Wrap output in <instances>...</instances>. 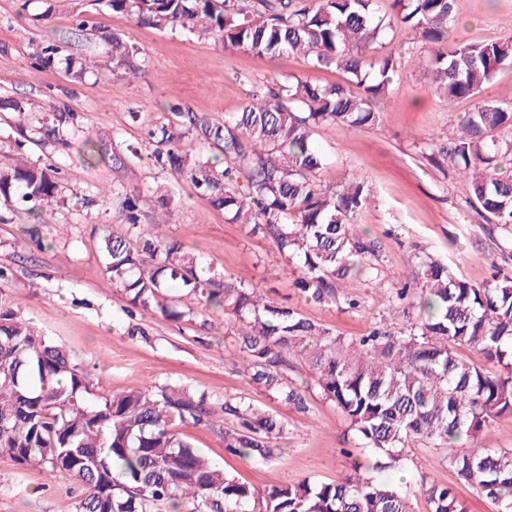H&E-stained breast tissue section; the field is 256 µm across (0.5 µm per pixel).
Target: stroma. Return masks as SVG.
Returning a JSON list of instances; mask_svg holds the SVG:
<instances>
[{
    "label": "stroma",
    "mask_w": 512,
    "mask_h": 512,
    "mask_svg": "<svg viewBox=\"0 0 512 512\" xmlns=\"http://www.w3.org/2000/svg\"><path fill=\"white\" fill-rule=\"evenodd\" d=\"M460 26L455 42H482L512 36V0H457ZM49 20H41L43 12ZM89 0H0V161L17 156L55 164L62 170L60 202L41 221L16 201L0 199V265L13 276L0 281V303L63 343L89 371L96 394L109 396L145 386H188L205 394L210 405L245 398L288 424L277 456L255 463L227 453L224 423H183L186 436L209 462L257 489L301 478L332 482L371 460L335 404L315 384L307 359L293 355L285 376L307 383V409L300 412L271 399L252 384L224 334V314L173 322L151 311L128 314V299L101 266L106 236L127 232L121 200L112 186L140 191L141 224L151 228L164 216L162 233L184 248L203 254L227 278L244 280L272 303L292 307L338 336L366 335L376 324L407 325V305L380 300L371 278L357 276L350 291L361 305L349 311L336 304L305 303L294 285L298 272L266 240L248 237L223 210L196 194L186 181L157 167L148 128L175 123L180 112L205 114L214 121L239 111L255 86H274L293 74L314 84L345 82L336 69L315 68L299 58H277L225 49L214 40H197L178 32L136 24L130 14L97 16V31L78 29L75 16L91 13ZM128 36L138 47L142 75L128 82L123 71L104 69L112 56L110 34ZM410 29L388 33L383 50L401 54V69L381 106L373 128L329 124L316 128L314 141L324 155L321 177L335 184L364 178L373 200L358 226L383 246L379 277L386 287L411 281L416 255L427 253L455 273L481 285L512 277V236L464 206L467 184L448 161H432L426 143L456 138L471 109L467 100L451 103L430 89L429 54L413 48ZM66 43L69 52L91 56L101 65L76 78L63 66L39 68L33 55L39 43ZM26 106L30 125H53L59 105L81 117L82 130L64 142L39 145L23 141L21 116L6 106ZM92 140L100 150L89 160L82 146ZM38 225L46 249L28 248L24 228ZM482 444L512 448V416L493 421L481 442L461 441L453 449L432 447L417 439L406 453L405 481L427 475L451 488L465 512H497L496 505L461 479L446 462L449 451H472ZM80 488L65 478L0 458V512H77Z\"/></svg>",
    "instance_id": "stroma-1"
}]
</instances>
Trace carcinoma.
Masks as SVG:
<instances>
[{
	"label": "carcinoma",
	"mask_w": 512,
	"mask_h": 512,
	"mask_svg": "<svg viewBox=\"0 0 512 512\" xmlns=\"http://www.w3.org/2000/svg\"><path fill=\"white\" fill-rule=\"evenodd\" d=\"M98 11L126 12L159 30L198 39L218 37L224 48L256 55L297 57L335 68L348 82L316 85L291 75L276 88H259L239 112L214 122L181 112L179 127L148 131L154 158L224 210L251 237L272 242L298 263L295 281L305 302L356 309L342 291L359 273L374 274L382 245L356 224L372 190L359 177L325 185L314 129L326 124H379L382 99L400 69L399 57L369 50L398 24L412 29L430 52L432 93L448 102L469 99L461 134L432 143L430 157L448 158L469 180L465 204L491 224L512 230V101L483 94L496 72L512 65V38L449 43L456 0H394L399 11L379 15L376 0H92ZM60 48L39 47V66L55 63ZM134 44L112 35V64L136 76ZM207 145L218 153L202 155ZM58 168L26 160L0 166V197L49 205L58 196ZM130 235L107 236L102 268L134 308L167 320L193 315L181 294L224 311L233 323L235 352L252 383L285 406L306 409L305 390L284 378L289 357L307 356L325 399L336 404L360 446L376 459L373 471L408 469L405 446L423 439L449 447L474 438L495 418L512 415V279L477 285L431 256L417 258L415 288L387 289L411 300L416 319L398 331L374 327L345 339L297 310L271 305L242 280L221 276L183 245L140 225L141 196L123 187ZM477 350L500 366L493 373L464 357ZM220 414L227 452L267 462L287 423L244 399L213 409L185 386L93 393L90 373L66 348L0 306V457L72 480L82 488L78 512H413L407 484L360 470L330 483L304 478L260 491L210 464L174 430L176 423L213 425ZM448 466L498 512H512V450L485 448L451 454ZM418 490L430 512H461L450 488L424 477Z\"/></svg>",
	"instance_id": "1"
}]
</instances>
